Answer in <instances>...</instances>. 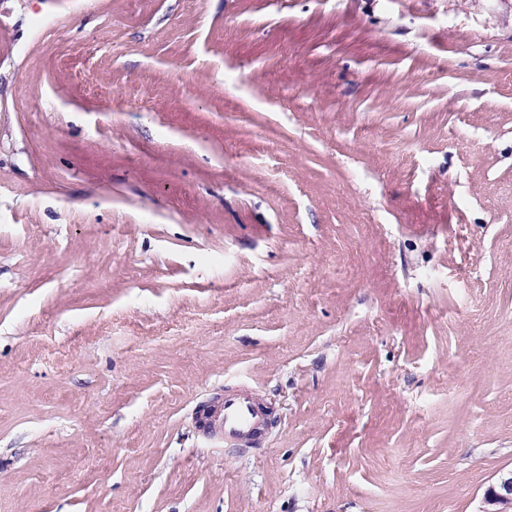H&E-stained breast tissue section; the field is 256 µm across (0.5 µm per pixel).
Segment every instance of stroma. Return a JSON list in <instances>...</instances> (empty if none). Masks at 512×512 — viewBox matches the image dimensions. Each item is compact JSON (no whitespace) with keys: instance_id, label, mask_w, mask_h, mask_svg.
<instances>
[{"instance_id":"stroma-1","label":"stroma","mask_w":512,"mask_h":512,"mask_svg":"<svg viewBox=\"0 0 512 512\" xmlns=\"http://www.w3.org/2000/svg\"><path fill=\"white\" fill-rule=\"evenodd\" d=\"M237 380L261 447L195 429ZM510 471L512 0H0V512Z\"/></svg>"}]
</instances>
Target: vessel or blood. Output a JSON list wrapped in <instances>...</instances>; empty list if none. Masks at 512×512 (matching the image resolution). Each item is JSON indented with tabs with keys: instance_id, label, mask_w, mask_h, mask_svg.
I'll return each instance as SVG.
<instances>
[{
	"instance_id": "1",
	"label": "vessel or blood",
	"mask_w": 512,
	"mask_h": 512,
	"mask_svg": "<svg viewBox=\"0 0 512 512\" xmlns=\"http://www.w3.org/2000/svg\"><path fill=\"white\" fill-rule=\"evenodd\" d=\"M196 421L205 436L240 447L258 445L268 430L266 409L247 384L225 387L223 394L201 404Z\"/></svg>"
}]
</instances>
